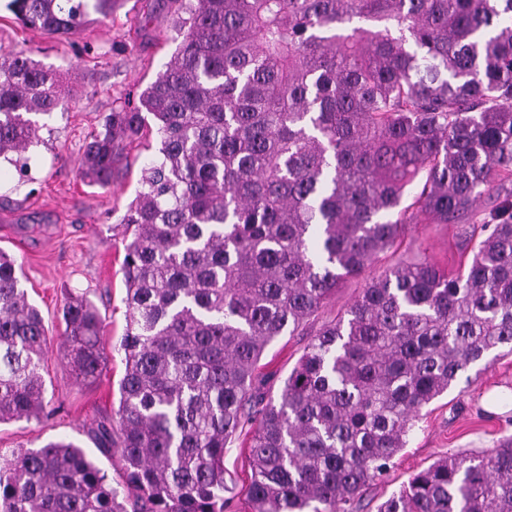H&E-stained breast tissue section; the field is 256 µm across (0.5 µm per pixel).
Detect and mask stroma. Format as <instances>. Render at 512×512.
I'll return each mask as SVG.
<instances>
[{
  "mask_svg": "<svg viewBox=\"0 0 512 512\" xmlns=\"http://www.w3.org/2000/svg\"><path fill=\"white\" fill-rule=\"evenodd\" d=\"M0 0V47L25 52L62 76L68 90L65 113L41 117L40 142L26 168L0 161V250L22 266L21 286L38 307L50 339L42 375L49 410L37 419L0 424V449L36 448L70 441L95 456L112 480L120 465L98 455L88 431L117 406L124 362L118 351L126 327L124 229L120 220L140 186L156 141L126 145L110 187L84 182L78 160L85 139L103 116L134 102L176 48L171 0H122L110 19L90 24L69 39L23 27ZM470 230L458 224H413L407 239L422 243L440 266L456 269ZM365 277L347 280L298 334L284 335L265 352L263 392L277 396L312 336L336 320L361 294ZM88 293L103 318L101 345L107 363L92 384L76 382L63 357L62 308L69 293ZM512 435V354L433 400L391 461L387 473L364 493L358 512H376L412 473L440 456L464 449H490ZM250 436L235 435L224 452V477L238 494L225 512H245Z\"/></svg>",
  "mask_w": 512,
  "mask_h": 512,
  "instance_id": "1",
  "label": "stroma"
}]
</instances>
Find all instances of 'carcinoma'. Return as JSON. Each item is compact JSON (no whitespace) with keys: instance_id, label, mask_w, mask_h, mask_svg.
<instances>
[{"instance_id":"carcinoma-1","label":"carcinoma","mask_w":512,"mask_h":512,"mask_svg":"<svg viewBox=\"0 0 512 512\" xmlns=\"http://www.w3.org/2000/svg\"><path fill=\"white\" fill-rule=\"evenodd\" d=\"M114 0H10L69 37ZM179 43L138 103L85 143L106 188L124 142L158 140L121 219L127 318L119 405L97 425L122 481L72 442L0 458V512H224V448L253 426L249 512H354L423 408L512 354V0H178ZM57 71L0 47V158L39 143ZM472 220L450 273L417 247L311 339L277 397L266 348L396 253L410 224ZM64 358L100 378L103 319L68 297ZM40 311L0 251V423L46 410ZM377 512H512V436L437 459Z\"/></svg>"}]
</instances>
